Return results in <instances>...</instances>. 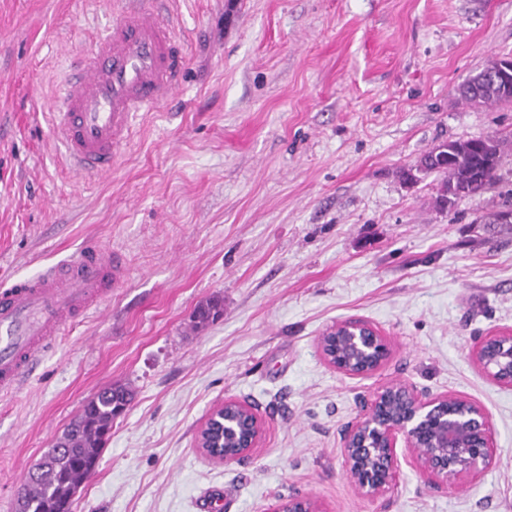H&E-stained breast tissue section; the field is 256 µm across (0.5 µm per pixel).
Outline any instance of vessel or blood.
Returning a JSON list of instances; mask_svg holds the SVG:
<instances>
[{
	"instance_id": "vessel-or-blood-1",
	"label": "vessel or blood",
	"mask_w": 512,
	"mask_h": 512,
	"mask_svg": "<svg viewBox=\"0 0 512 512\" xmlns=\"http://www.w3.org/2000/svg\"><path fill=\"white\" fill-rule=\"evenodd\" d=\"M159 0H126L76 56L51 102L53 130L81 175L111 173L144 113L181 88L186 48ZM118 255L90 246L0 289V391L15 388L76 317L96 312L124 280Z\"/></svg>"
}]
</instances>
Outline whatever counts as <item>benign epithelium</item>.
<instances>
[{
    "mask_svg": "<svg viewBox=\"0 0 512 512\" xmlns=\"http://www.w3.org/2000/svg\"><path fill=\"white\" fill-rule=\"evenodd\" d=\"M481 74L512 95V56L498 57ZM323 358L344 376L357 378L381 369L390 357L385 336L362 319L341 321L318 336ZM471 357L478 370L512 387V329L482 336ZM234 417H208L198 437L206 458L231 463L260 447L263 424L255 409L236 399L224 400ZM340 450L346 474L361 495L376 498L399 479L401 462L413 464L431 483L477 477L495 463L493 424L488 412L459 395H432L416 386L392 382L373 395L365 412L343 429ZM266 512H324L309 497L277 498Z\"/></svg>",
    "mask_w": 512,
    "mask_h": 512,
    "instance_id": "7a95c632",
    "label": "benign epithelium"
}]
</instances>
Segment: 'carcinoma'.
Masks as SVG:
<instances>
[{
  "label": "carcinoma",
  "instance_id": "1",
  "mask_svg": "<svg viewBox=\"0 0 512 512\" xmlns=\"http://www.w3.org/2000/svg\"><path fill=\"white\" fill-rule=\"evenodd\" d=\"M462 100L474 106H497L505 99L500 88L471 76L459 89ZM481 139L444 142L422 156L421 165L402 173L405 180L417 181L420 172L442 175L437 205L448 208V195L476 197L496 180L504 155L502 141L494 140V158L476 148ZM224 315L223 301L212 297L197 306L193 320L197 328L216 322ZM135 391L127 384L115 383L88 399L64 429L52 448L36 464L41 480L36 488H22L18 493L17 512H72L74 497L95 473L101 452L111 433L112 424L134 399Z\"/></svg>",
  "mask_w": 512,
  "mask_h": 512
}]
</instances>
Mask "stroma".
Returning <instances> with one entry per match:
<instances>
[{"label":"stroma","instance_id":"stroma-1","mask_svg":"<svg viewBox=\"0 0 512 512\" xmlns=\"http://www.w3.org/2000/svg\"><path fill=\"white\" fill-rule=\"evenodd\" d=\"M118 0H0V281L87 244L126 277L9 393L0 392V512L83 403L128 383L72 512H266L281 496L325 512H512V388L473 365L477 337L512 327V151L489 191L439 209V175L402 173L433 147L512 142V105L457 88L512 55V0H164L188 49L181 91L141 121L111 173L72 172L46 102ZM224 316L191 328L200 302ZM360 318L391 343L349 378L316 340ZM481 404L496 462L434 486L402 464L372 499L351 486L342 428L384 384ZM234 398L260 448L214 464L197 448Z\"/></svg>","mask_w":512,"mask_h":512}]
</instances>
